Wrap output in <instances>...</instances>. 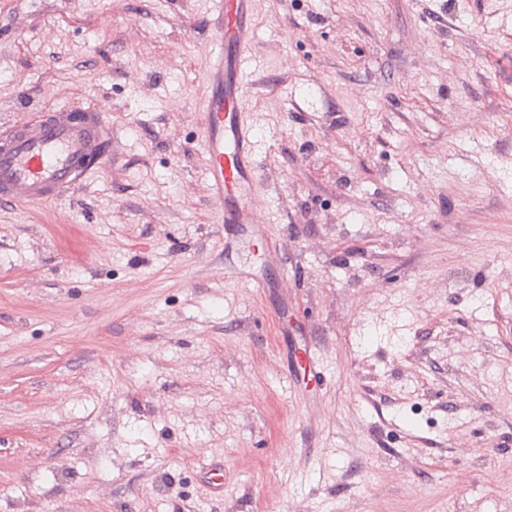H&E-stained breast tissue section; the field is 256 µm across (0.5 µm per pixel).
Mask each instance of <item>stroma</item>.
I'll return each instance as SVG.
<instances>
[{
	"label": "stroma",
	"instance_id": "35a3bbf8",
	"mask_svg": "<svg viewBox=\"0 0 512 512\" xmlns=\"http://www.w3.org/2000/svg\"><path fill=\"white\" fill-rule=\"evenodd\" d=\"M210 6L0 0V121L118 131L0 207V512H512V0H255L269 288L206 189Z\"/></svg>",
	"mask_w": 512,
	"mask_h": 512
}]
</instances>
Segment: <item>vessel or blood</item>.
<instances>
[{
    "mask_svg": "<svg viewBox=\"0 0 512 512\" xmlns=\"http://www.w3.org/2000/svg\"><path fill=\"white\" fill-rule=\"evenodd\" d=\"M202 30L211 46L197 126L206 185L225 235L248 254L267 244L258 141L247 104L253 0H214ZM117 131L106 112L59 108L0 128V205L48 207L112 161Z\"/></svg>",
    "mask_w": 512,
    "mask_h": 512,
    "instance_id": "vessel-or-blood-1",
    "label": "vessel or blood"
}]
</instances>
